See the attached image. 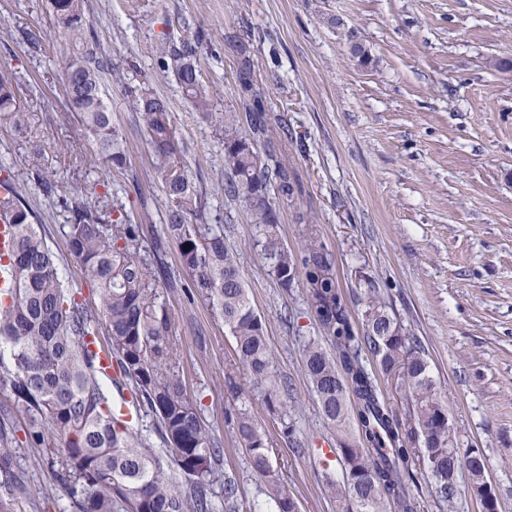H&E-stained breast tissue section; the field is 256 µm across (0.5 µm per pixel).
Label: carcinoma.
<instances>
[{"label": "carcinoma", "mask_w": 512, "mask_h": 512, "mask_svg": "<svg viewBox=\"0 0 512 512\" xmlns=\"http://www.w3.org/2000/svg\"><path fill=\"white\" fill-rule=\"evenodd\" d=\"M51 5L69 44L65 95L80 125L94 137L102 162L122 169L127 165L125 141L104 101L103 83L112 74V63L92 48L86 0H51ZM159 54L174 62L176 80L197 112L213 117L211 102L200 89L195 46L184 41L160 48ZM133 106L172 207L147 252L141 244L152 227L134 223L122 210L107 220L96 205L79 196L70 200L68 223L59 232L91 290L90 298L66 282L62 263L39 231L34 212L9 171L0 169V191H5L0 194V219L11 239L7 263H0L5 279L0 288V349L10 356V364L0 361V386L10 388L25 419L20 442L0 427V488L8 495L24 490L13 467L16 449L23 447L55 473L68 494L70 512H230L237 484L224 478V507H217L212 486L220 443L176 369L170 341L173 317L158 292L157 266L168 242L177 245L181 268L189 276V282L173 279L169 287L187 288L192 296L217 306L254 385L268 383L273 357L242 279L239 253L224 244V225L203 223L202 193L188 174L165 102L145 91L134 97ZM219 122L224 124V161L234 175L229 193L243 201L251 223L261 228L258 245L279 285L288 289L300 259L279 236L267 164L251 138L239 133L233 114H222ZM4 124L21 132L27 114L12 83L1 78ZM300 261L311 305L336 348L333 357L310 343L305 370L339 436L350 512H387L390 503L401 512H413L409 481L417 451L439 498L450 502L456 497L453 459L462 456L468 458L472 491L484 496L486 458L476 448L462 452L455 444L421 348L403 335L374 293L367 302L363 336H356L336 289L333 265L321 247L309 241ZM91 337L115 359L118 376L109 381L119 391H131L136 408L152 415L163 447H153L147 436L112 411L97 354L87 347ZM365 349L375 355L384 374L400 381L409 400L405 420L380 397L362 358ZM352 420L356 436L349 431ZM236 435L249 451L252 470L269 476L268 449L258 427L241 416ZM56 437L64 443L61 458L55 452Z\"/></svg>", "instance_id": "cac0c4a2"}]
</instances>
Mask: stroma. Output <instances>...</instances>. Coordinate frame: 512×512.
<instances>
[{
  "mask_svg": "<svg viewBox=\"0 0 512 512\" xmlns=\"http://www.w3.org/2000/svg\"><path fill=\"white\" fill-rule=\"evenodd\" d=\"M95 48L115 71L105 81L127 166L108 171L62 91L68 44L49 0H0V77L28 115L0 126V165L11 167L52 250L76 189L109 182V201L160 225L171 203L157 179L132 90L164 98L205 211L243 255L242 276L274 357L276 396L254 386L218 311L160 295L174 316L177 366L221 444L218 475L238 483L239 512H274L271 487L297 512H345L326 474L342 480L335 428L305 376L310 342L330 349L309 308L304 277L284 289L254 246L258 229L225 195L224 130L203 119L159 57L162 42H197L201 86L216 112L234 113L295 188L276 201L294 252L313 233L338 276L355 331L375 287L404 335L424 346L459 448L487 460L498 512H512V0H86ZM361 46L364 57L353 55ZM53 185L45 192L40 179ZM247 416L265 435L270 477L255 474L235 436ZM15 465L28 495L6 512H63L68 496L27 449ZM410 494L419 512H482L467 471L440 501L426 467Z\"/></svg>",
  "mask_w": 512,
  "mask_h": 512,
  "instance_id": "35a3bbf8",
  "label": "stroma"
}]
</instances>
